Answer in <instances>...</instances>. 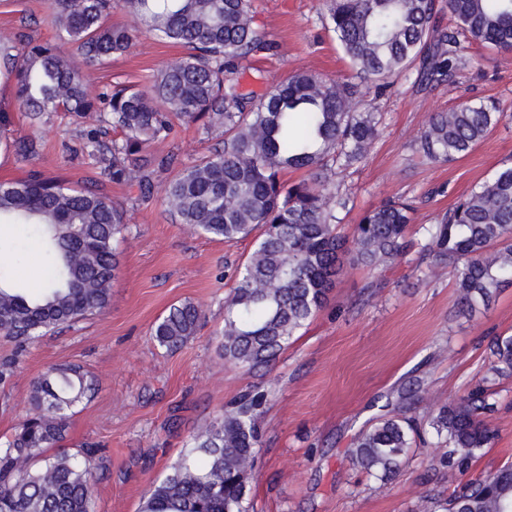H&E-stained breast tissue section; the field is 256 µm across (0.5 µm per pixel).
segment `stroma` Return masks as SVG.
Returning <instances> with one entry per match:
<instances>
[{
    "label": "stroma",
    "mask_w": 512,
    "mask_h": 512,
    "mask_svg": "<svg viewBox=\"0 0 512 512\" xmlns=\"http://www.w3.org/2000/svg\"><path fill=\"white\" fill-rule=\"evenodd\" d=\"M256 20L273 43L269 54L242 72L246 89L263 93L290 74L311 71L339 81L355 71L333 34L323 26V0H255ZM112 25L134 28L138 38L124 55L96 67V84L147 90L181 47L158 40L131 14L116 11ZM20 30L45 41L56 37L49 0H0V31ZM465 65L454 82L417 89L416 72L394 76L385 90L367 89L362 104L382 115L380 136L367 157L343 174L350 211L339 226L352 236L361 215L383 199L420 197L414 224H431L461 197L512 163V50L467 42ZM464 104H487L498 125L468 155L432 165L410 145L431 115ZM11 134L34 132L44 147L22 161L0 145V181L29 170L80 185L97 177L95 161L77 153L78 126L58 115L32 124L19 112L12 90L0 92ZM224 131L181 125L174 140L149 152H176L183 163L210 154ZM106 192L127 211L120 267L107 310L43 336L23 354L0 335V360L16 357L12 376L0 384V437L28 412L33 382L50 366L80 365L95 385L77 408L61 447L98 444L96 512H139L148 491L170 471L193 433L223 414L230 402L257 387L268 394L259 417L250 499L254 512H424L423 498H447L453 490L437 448H415L388 481L353 466L356 435L381 415L397 410L406 389L425 398L413 415L426 421L434 405L457 400L488 381L496 403L486 424L494 442L473 465L485 473L512 462V377L487 380L488 341L512 334V286L473 315L459 313L455 279L448 268L419 262L408 253L381 270L346 264L326 306L301 329L266 375L228 367L220 352L228 273L253 249L252 240L228 245L190 232L161 197L147 204L126 186ZM0 273L38 289L49 274L38 246L16 230L0 236ZM202 306L197 335L175 350L150 335L170 306Z\"/></svg>",
    "instance_id": "35a3bbf8"
}]
</instances>
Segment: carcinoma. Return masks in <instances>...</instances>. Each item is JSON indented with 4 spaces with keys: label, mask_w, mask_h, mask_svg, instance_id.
I'll return each mask as SVG.
<instances>
[{
    "label": "carcinoma",
    "mask_w": 512,
    "mask_h": 512,
    "mask_svg": "<svg viewBox=\"0 0 512 512\" xmlns=\"http://www.w3.org/2000/svg\"><path fill=\"white\" fill-rule=\"evenodd\" d=\"M327 28L359 78L385 81L417 72L423 88L449 82L463 64L461 38L512 49V0H325ZM456 28L440 24L443 9ZM135 15L156 38L186 53L171 59L146 91H92L88 68L127 52L138 31L109 23L112 11ZM58 42L22 31L0 32V65L18 108L41 122L66 112L83 130L99 178L82 187L31 170L0 182V224L32 231L44 245L50 276L28 295L0 278V335L21 350L48 332L105 311L119 268L117 244L126 211L104 192L122 184L147 202L161 191L167 210L191 231L228 245L253 239L224 301V365L269 369L293 336L325 306L346 262L337 232L349 197L329 191L337 171L361 162L379 136L380 116L359 108L357 86L300 71L257 96L239 81L243 62L269 50L252 0H50ZM74 47L67 56L59 43ZM81 58L80 66L75 58ZM499 119L494 108L465 104L434 114L411 144L428 163L475 148ZM224 128L214 152L190 164L178 154L146 157L175 127ZM121 137L107 139V130ZM17 158L39 156L31 135L6 142ZM181 169L170 180L165 173ZM304 170L291 184L282 172ZM415 202L393 198L368 209L355 225L353 263L373 270L417 247L451 269L462 310L488 306L512 285V166L499 169L438 220L408 230ZM202 310L172 306L151 329L158 346L179 347L195 335ZM489 372L512 376V335L493 338ZM94 391L74 364L59 365L32 384L30 413L0 441V512H95L92 451L46 454L63 442L75 409ZM475 389L428 419L441 465L457 481L443 512H512V465L470 475L494 435L484 415L494 404ZM262 391L241 394L224 414L193 434L189 449L145 496L140 512H250L257 419ZM417 431L406 415L385 417L350 450L366 473L385 480L408 460Z\"/></svg>",
    "instance_id": "1"
}]
</instances>
